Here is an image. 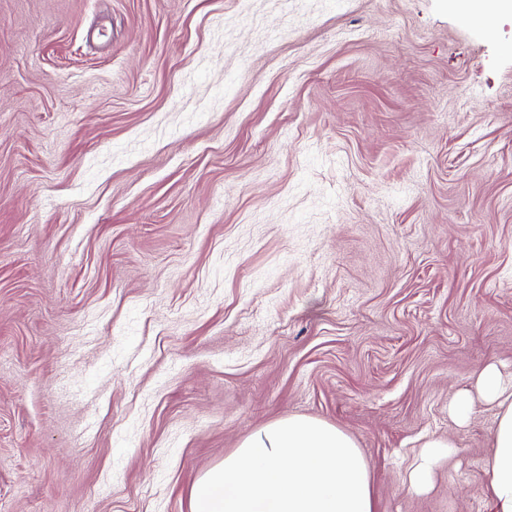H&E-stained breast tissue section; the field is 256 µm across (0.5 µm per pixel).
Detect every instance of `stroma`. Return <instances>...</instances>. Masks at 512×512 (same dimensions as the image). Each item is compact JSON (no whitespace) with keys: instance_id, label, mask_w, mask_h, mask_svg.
Masks as SVG:
<instances>
[{"instance_id":"obj_1","label":"stroma","mask_w":512,"mask_h":512,"mask_svg":"<svg viewBox=\"0 0 512 512\" xmlns=\"http://www.w3.org/2000/svg\"><path fill=\"white\" fill-rule=\"evenodd\" d=\"M508 41L450 0H0V512H189L288 417L376 512H489L495 409L448 406L512 367Z\"/></svg>"}]
</instances>
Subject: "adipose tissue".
I'll use <instances>...</instances> for the list:
<instances>
[{"mask_svg":"<svg viewBox=\"0 0 512 512\" xmlns=\"http://www.w3.org/2000/svg\"><path fill=\"white\" fill-rule=\"evenodd\" d=\"M494 405L492 449L484 463L491 512H512V374L486 366L475 392H459L451 411L466 421L476 401ZM190 512H375L370 468L339 427L292 417L266 425L205 471Z\"/></svg>","mask_w":512,"mask_h":512,"instance_id":"adipose-tissue-1","label":"adipose tissue"}]
</instances>
